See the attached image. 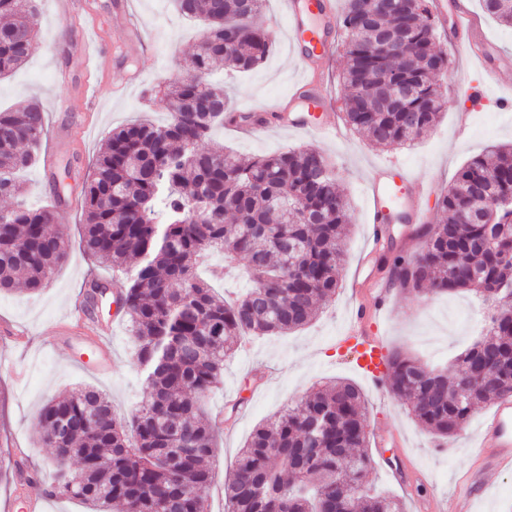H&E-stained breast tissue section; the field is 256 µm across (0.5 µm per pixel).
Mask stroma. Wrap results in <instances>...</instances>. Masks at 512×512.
Masks as SVG:
<instances>
[{
    "mask_svg": "<svg viewBox=\"0 0 512 512\" xmlns=\"http://www.w3.org/2000/svg\"><path fill=\"white\" fill-rule=\"evenodd\" d=\"M121 4L139 17L143 42L129 41L115 27L113 15ZM255 22L280 33L268 57L244 73L219 70L214 74L223 81L236 112L283 102L301 75L302 66L292 57L285 37L282 0H264ZM203 32L202 24L179 16L171 0H77L74 15L66 20L56 15L53 0H39L33 53L10 76L0 79L1 108L36 102L47 115L49 133L39 152L53 154L54 163L49 170L39 162L23 172L30 202L51 203L54 174L65 168L70 171L65 201L58 209V223L67 240L65 261L38 295L19 290L0 293V325L10 328L9 333L0 332V465L11 471L20 467L40 472L38 479L20 484L1 479L0 512H14L13 503L22 495L42 499L44 512H87L78 501L47 495L52 471L45 460L50 451L36 442L43 405L77 386L94 385L110 395L123 419L146 395L127 322L113 315L109 300L91 311L104 328L100 337L77 330L62 336L57 327L71 319L76 298L87 295L93 279L112 276L84 253L81 244L82 186L89 168L112 128L135 120L161 123L167 119L155 88L163 79L184 74L186 60ZM343 66L337 50L318 74L333 102L339 136L325 139L278 125L248 136L228 125L212 138L213 144L246 159L301 146L317 149L334 165L354 219L336 294L317 317L297 332L250 341L249 352H237L226 361L223 385L206 399L210 420L221 426L214 460L217 468L229 472L258 424L294 405L315 386L348 379L364 392L368 423L397 430L404 439L400 451L371 448L369 490L397 496L404 512H423L422 500L387 473L382 457L404 453L444 501L460 491V481L473 460L463 437L443 445L412 418L401 398L379 397L349 348L338 343L351 311L372 303L371 296L356 297L351 288L367 242L365 180L376 164L397 161L427 184L435 200L466 162L492 146L512 142V64L501 68L498 82L491 83L465 54L451 55L448 72L438 77L446 106L435 127L413 145L386 149L371 147L345 122ZM480 86L485 89L482 96L464 98V91ZM89 87L95 90L89 109L79 114L57 111L58 100L82 101ZM387 302L385 313L375 319L387 346L403 348L448 372L453 371L458 354L482 340L483 316L491 309L489 302L469 290L418 299L392 288ZM98 341L111 364L105 374L83 365Z\"/></svg>",
    "mask_w": 512,
    "mask_h": 512,
    "instance_id": "35a3bbf8",
    "label": "stroma"
}]
</instances>
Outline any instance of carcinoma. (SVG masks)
Here are the masks:
<instances>
[{
	"label": "carcinoma",
	"instance_id": "obj_1",
	"mask_svg": "<svg viewBox=\"0 0 512 512\" xmlns=\"http://www.w3.org/2000/svg\"><path fill=\"white\" fill-rule=\"evenodd\" d=\"M512 27V0H482ZM263 0H174L182 16L205 24L208 40L188 75L156 93L177 104L163 125L135 121L112 131L83 184L87 252L123 274L122 310L136 343L146 397L127 421L91 387L49 401L39 412L38 443L51 449L52 497L92 512H209L215 428L203 403L224 381V361L248 336L285 335L307 325L336 295L349 204L321 152L306 147L251 161L204 147L224 127L230 98L209 81L219 67L245 72L266 59L272 34L251 25ZM246 23L226 43L230 19ZM36 0H0V78L30 55ZM342 81L345 121L380 148L413 141L443 111L434 81L448 71L435 50L429 0H345ZM409 88L404 108L386 112L366 98L362 80ZM48 134L37 103L0 111V290L46 287L67 256L57 223L61 204L24 200L19 172L38 159ZM512 200V145L475 157L439 198L442 219L421 229L414 256L390 245L382 256L405 294L423 298L468 289L499 301L487 338L455 358L453 379L397 348L384 356L389 392L439 438L460 435L476 408L512 394V208H467ZM218 252L224 269L242 265L252 286L228 302L197 272ZM365 396L348 381L327 383L273 421L258 425L224 476L226 512H403L393 496L372 495Z\"/></svg>",
	"mask_w": 512,
	"mask_h": 512
}]
</instances>
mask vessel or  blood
Listing matches in <instances>:
<instances>
[{"label":"vessel or blood","mask_w":512,"mask_h":512,"mask_svg":"<svg viewBox=\"0 0 512 512\" xmlns=\"http://www.w3.org/2000/svg\"><path fill=\"white\" fill-rule=\"evenodd\" d=\"M434 7L441 17L447 19L454 40L472 46V59L479 63L488 77L497 76L499 68L490 63L487 54L490 43L459 0H434ZM288 32L291 51L301 63L313 59L318 61L329 55L338 35L334 0H288ZM329 106L323 84L301 80L294 86V94L282 122L290 128L309 129L323 137L334 135L336 126L328 117ZM366 194L370 245L361 263L365 269L384 248L388 240V224L424 223L428 191L423 184L414 183L402 165L390 162L371 169ZM349 327L353 335L363 341L361 369L374 386H381L386 353L383 340L368 324L364 309L353 310ZM472 454L479 468L465 476V489L454 497L452 512H474V502L484 489L482 472L512 468V395L500 398L489 418L480 425Z\"/></svg>","instance_id":"vessel-or-blood-1"}]
</instances>
